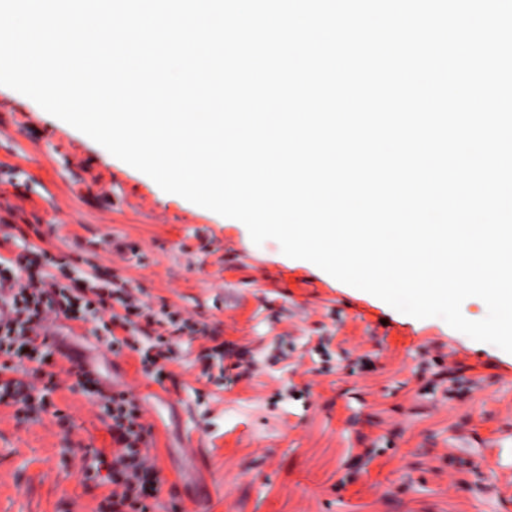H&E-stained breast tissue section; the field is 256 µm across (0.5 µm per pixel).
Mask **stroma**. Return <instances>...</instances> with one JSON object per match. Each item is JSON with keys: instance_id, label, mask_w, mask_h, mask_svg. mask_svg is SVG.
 I'll list each match as a JSON object with an SVG mask.
<instances>
[{"instance_id": "obj_1", "label": "stroma", "mask_w": 512, "mask_h": 512, "mask_svg": "<svg viewBox=\"0 0 512 512\" xmlns=\"http://www.w3.org/2000/svg\"><path fill=\"white\" fill-rule=\"evenodd\" d=\"M6 255L36 245L92 266L215 326L251 374L216 386L197 339L164 384L135 354L113 355L66 320L58 334L116 388L132 391L163 470L159 512H512V357L439 318L417 319L254 244L243 223L168 194L32 99L0 86V225ZM119 239L118 257L94 248ZM470 381L448 396V379ZM67 420L24 421L0 407V512H96L76 444L110 448L104 410L61 389ZM202 439L205 454L190 448Z\"/></svg>"}]
</instances>
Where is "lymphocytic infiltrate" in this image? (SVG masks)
<instances>
[{"label": "lymphocytic infiltrate", "instance_id": "1", "mask_svg": "<svg viewBox=\"0 0 512 512\" xmlns=\"http://www.w3.org/2000/svg\"><path fill=\"white\" fill-rule=\"evenodd\" d=\"M56 265L53 256L36 247L13 257L0 255V305L15 312L12 322L0 324V404L14 407L26 419L50 413V395L60 383L51 369L46 324L56 319L83 323L91 314L110 350L135 352L143 370L159 381L168 378L167 366L175 361L179 343L212 340V348L198 360L203 376L223 383L224 348L214 342L216 329L178 309L152 308L126 281L97 267L62 283L52 272ZM68 374L84 395L100 401L111 419L115 452L94 451L91 463L80 470L83 479L109 489L98 512H153L164 480L148 450L151 429L140 403L125 391L104 394L99 377L81 365H72Z\"/></svg>", "mask_w": 512, "mask_h": 512}]
</instances>
